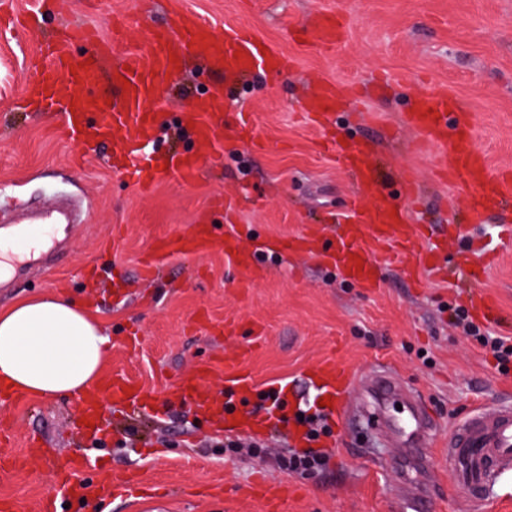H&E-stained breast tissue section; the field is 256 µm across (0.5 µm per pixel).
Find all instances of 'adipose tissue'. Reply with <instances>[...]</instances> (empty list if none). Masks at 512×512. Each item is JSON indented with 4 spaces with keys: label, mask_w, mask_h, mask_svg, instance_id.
Listing matches in <instances>:
<instances>
[{
    "label": "adipose tissue",
    "mask_w": 512,
    "mask_h": 512,
    "mask_svg": "<svg viewBox=\"0 0 512 512\" xmlns=\"http://www.w3.org/2000/svg\"><path fill=\"white\" fill-rule=\"evenodd\" d=\"M111 344L88 310L61 295L0 312V384L43 398L77 395L99 378Z\"/></svg>",
    "instance_id": "1"
}]
</instances>
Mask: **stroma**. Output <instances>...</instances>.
Listing matches in <instances>:
<instances>
[{"label": "stroma", "instance_id": "obj_1", "mask_svg": "<svg viewBox=\"0 0 512 512\" xmlns=\"http://www.w3.org/2000/svg\"><path fill=\"white\" fill-rule=\"evenodd\" d=\"M12 15L36 14L18 34L0 28V213L17 200L52 205L74 195L91 209V227L74 229L57 272L39 268L19 275L11 252L0 279V310L47 294L84 303L112 339L103 369L129 375L165 406L154 413L109 408L108 435L94 443L82 430L75 397L26 396L0 404L9 426L10 454L0 459V500L10 512H39L72 452L91 461L90 476L105 482L132 476L144 496L104 497L68 512H266L244 486L258 482L288 488L287 512H400L399 449L383 465L374 432L328 420L313 447L326 457L311 473H291L266 454L273 433H252L251 451L228 453L225 437L188 404L167 398L195 368L209 365L210 385L224 389V360L238 355L260 387L289 389L300 401L309 370L336 357L362 377L364 395L375 371L395 373L434 416L437 443L429 448L432 490L426 512H470L468 497L448 470L443 447L450 432L475 409L512 399V365L501 367L480 341L455 329L456 310L468 306L462 264L474 243L496 237L512 218V204L484 224L450 218L453 187L435 175L439 162L425 151L406 115L424 80L448 90L475 117L474 140L491 170L512 169V0H12ZM194 13L217 31L245 28L287 56L285 72L227 73L184 50L179 74L164 82L151 157L201 153L199 180L172 179L142 191L122 170L105 164L110 148L64 139L44 112L20 106L31 76L30 60L63 26L78 23L109 41L111 53L98 68L93 94L120 104L112 70L142 48L147 24H166L172 5ZM333 11L345 31L342 46L312 47L314 14ZM327 79L356 86L357 95L337 107L331 121L354 141H372L383 191L401 205L397 176L413 170L421 188L419 208L408 219L425 224L422 242L437 252L448 274L433 277L416 255L380 268L381 286L368 293L335 269L307 256L258 251L261 279L241 287L232 257L212 253L175 256L152 276L141 260L158 237L175 236L195 224L233 230L243 246L286 238L317 224L324 244L348 216L353 180L321 147L323 137L299 112L313 83ZM224 93V132L199 146L184 119L194 97ZM248 113L254 140L238 133ZM455 222L453 237L439 236ZM486 291L500 319L490 328L512 336V245L488 269ZM232 334H225V325ZM136 426L137 436L126 430ZM38 454L37 466L20 461Z\"/></svg>", "mask_w": 512, "mask_h": 512}]
</instances>
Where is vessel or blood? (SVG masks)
Wrapping results in <instances>:
<instances>
[{"label":"vessel or blood","instance_id":"1","mask_svg":"<svg viewBox=\"0 0 512 512\" xmlns=\"http://www.w3.org/2000/svg\"><path fill=\"white\" fill-rule=\"evenodd\" d=\"M312 34L315 46L327 49L337 47L343 38L336 17L330 14L314 20ZM80 42L91 44L95 62L108 51L107 43L90 29L65 27L33 61L39 78L26 83L22 96L38 97L42 111L55 113L68 140L77 141L90 133L108 144L125 171L134 173L136 183L146 189L164 178L185 185L194 184L199 178L197 157L176 156L164 167L149 163L144 154L156 134L155 114L150 105L159 94L163 78L176 71L183 47H192L197 57L234 73L256 69L284 71L290 65L285 55L270 47L260 48L256 39L242 34L240 29L228 28L219 33L195 15L186 14L169 26L146 29L145 54L126 56L122 66L113 72L114 77L127 78L128 86L123 90L121 105L108 111L93 96L76 92L77 87L91 84L97 71L95 62L82 70H73L71 51ZM350 92V85L318 81L304 104V112L320 118L332 116L336 105ZM223 109L224 97L219 93L193 104L188 120L200 142L211 144L220 138ZM408 123L419 134L421 146L438 151L445 160L442 173L457 189L448 201L449 207H462L469 222L479 224L489 212L512 201V172L488 168L483 154L473 144L471 115L459 109L456 98L446 89L428 86L409 113ZM333 150L337 160L357 178L358 192L350 223L342 225L331 251L317 252V234L310 228L280 240L278 248L284 252L316 254L321 263L332 266L356 287L370 292L380 286V263L396 262L401 253L414 250L417 237L405 212L380 200L368 145L337 142ZM31 218L32 225L18 229L17 238L38 239L50 249L62 246V238L44 234L45 225L61 222V212L40 209L32 211ZM223 251L232 252L241 285H249L262 275L263 269L253 253L239 249L233 236H220L207 224L195 225L186 234L155 240L143 259L142 270L151 274L156 262L175 255L193 257ZM494 259V249L482 247L466 260L474 287L471 309L480 318L496 312L494 299L480 288L483 274ZM209 373V366L198 367L176 392L187 395L198 409L220 419L224 416V402L212 392ZM224 380L227 393L233 397L249 395L257 387L254 377L239 370L229 357L224 360ZM309 380V401L316 403L331 397L332 414L346 420L353 372L330 357L313 366ZM105 391L116 406L134 407L145 400L143 388L125 375L107 374L98 385L80 395L82 418L92 422L101 418V394ZM396 428L412 447L416 457L414 472L428 473L430 460L425 449L435 440L436 427L420 400L406 405ZM447 446L449 468L469 489L472 501L488 499L502 477L512 473V403L501 402L471 414L449 435ZM84 470L83 459L76 455L68 460L59 476L70 500L86 501L104 491L115 498L128 496L130 489L121 482L105 488L95 481L79 480L78 475Z\"/></svg>","mask_w":512,"mask_h":512}]
</instances>
